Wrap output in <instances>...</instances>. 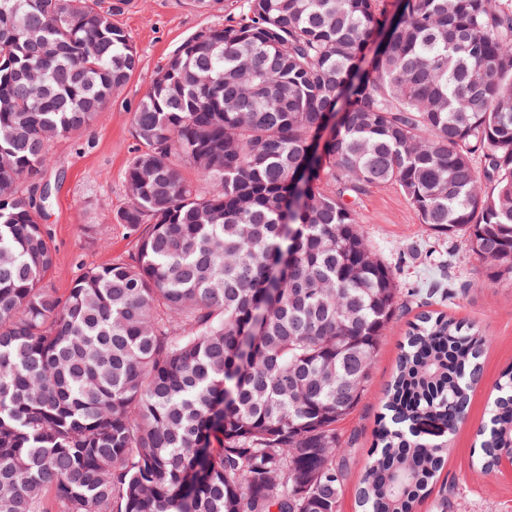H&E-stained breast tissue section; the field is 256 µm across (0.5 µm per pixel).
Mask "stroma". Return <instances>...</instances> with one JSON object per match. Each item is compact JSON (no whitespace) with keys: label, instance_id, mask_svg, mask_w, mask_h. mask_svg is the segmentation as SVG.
Returning <instances> with one entry per match:
<instances>
[{"label":"stroma","instance_id":"obj_1","mask_svg":"<svg viewBox=\"0 0 512 512\" xmlns=\"http://www.w3.org/2000/svg\"><path fill=\"white\" fill-rule=\"evenodd\" d=\"M115 0H95L126 30L140 56L138 68L112 95L106 110L81 135L51 147L44 181L51 191L40 215L55 252L49 275L52 288L65 295L80 266L127 258L136 237L115 215L128 204L124 172L136 148L132 112L154 75L172 52L195 31L239 16L243 0H224L220 12L196 10L190 0H130L114 11ZM360 229L372 252L387 263L403 290L430 293L429 302L400 308L374 359L365 394L336 429L349 442L348 474L340 512H358L356 491L369 461L381 412V396L395 369L399 345L410 322L423 308L464 319L486 339L483 377L471 394L464 421L450 437L448 460L430 495L414 512H512V469L482 473L473 467L477 431L487 420L490 396L505 369L512 366V281L487 279L484 262L464 241L435 237L419 224L397 187L369 189L355 201Z\"/></svg>","mask_w":512,"mask_h":512}]
</instances>
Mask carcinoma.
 Wrapping results in <instances>:
<instances>
[{"instance_id": "1", "label": "carcinoma", "mask_w": 512, "mask_h": 512, "mask_svg": "<svg viewBox=\"0 0 512 512\" xmlns=\"http://www.w3.org/2000/svg\"><path fill=\"white\" fill-rule=\"evenodd\" d=\"M138 65L92 0H0V512H338L336 423L403 295L353 199L397 186L512 280V0H244L196 31L132 115L136 252L58 297L36 188ZM483 346L409 323L361 512L427 496ZM480 436L486 471L512 451V370Z\"/></svg>"}]
</instances>
